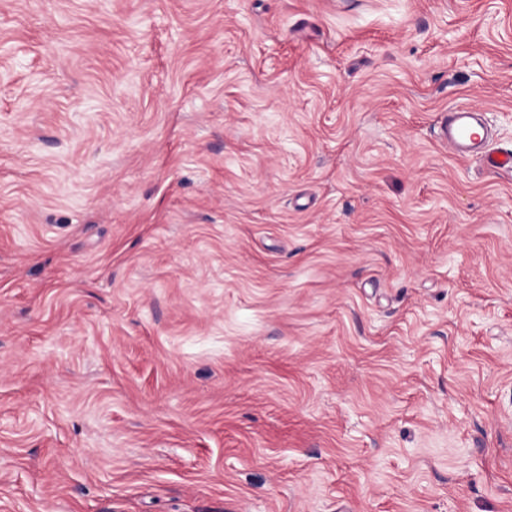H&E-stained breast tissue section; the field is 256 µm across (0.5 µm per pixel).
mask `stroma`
Masks as SVG:
<instances>
[{"label": "stroma", "instance_id": "1", "mask_svg": "<svg viewBox=\"0 0 512 512\" xmlns=\"http://www.w3.org/2000/svg\"><path fill=\"white\" fill-rule=\"evenodd\" d=\"M512 0H0V512H512ZM436 137L451 155L478 159L488 171L512 175V149L488 148L489 124L482 113L465 107L448 109L437 126Z\"/></svg>", "mask_w": 512, "mask_h": 512}]
</instances>
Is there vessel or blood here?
<instances>
[{"label": "vessel or blood", "instance_id": "obj_1", "mask_svg": "<svg viewBox=\"0 0 512 512\" xmlns=\"http://www.w3.org/2000/svg\"><path fill=\"white\" fill-rule=\"evenodd\" d=\"M437 139L451 155L481 161L488 171L512 175V149H489V124L482 113L455 107L443 114Z\"/></svg>", "mask_w": 512, "mask_h": 512}]
</instances>
